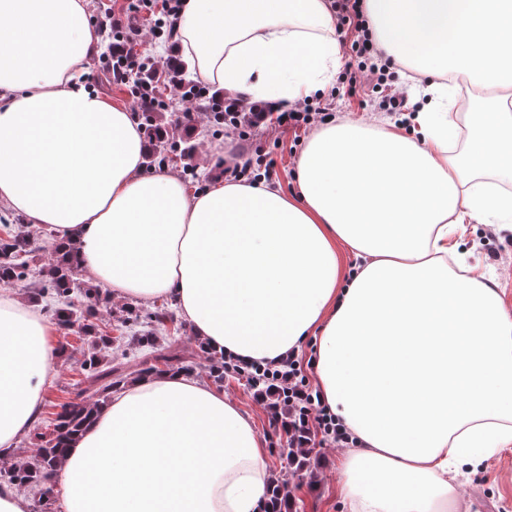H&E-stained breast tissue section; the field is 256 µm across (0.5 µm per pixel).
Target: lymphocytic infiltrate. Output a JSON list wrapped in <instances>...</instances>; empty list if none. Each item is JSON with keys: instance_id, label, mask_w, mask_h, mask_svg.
Segmentation results:
<instances>
[{"instance_id": "f902f5d3", "label": "lymphocytic infiltrate", "mask_w": 512, "mask_h": 512, "mask_svg": "<svg viewBox=\"0 0 512 512\" xmlns=\"http://www.w3.org/2000/svg\"><path fill=\"white\" fill-rule=\"evenodd\" d=\"M183 8L184 0H129L128 3L130 12L153 16L150 33L158 41H169L177 36ZM330 9L337 32L350 38L349 62L340 75L345 96L363 102L377 101L380 110L393 114L410 111V90L394 88L395 64L385 58L373 40L363 0H331ZM111 30L115 45L107 59L108 73L113 81L128 87L135 106L155 104L159 96L149 74L156 69L158 61L152 55L130 50L132 44L138 43L141 30L126 31L117 23ZM181 97L188 102L208 100L210 112L223 113L225 130L244 141L249 140L251 131L264 124H275L298 136L335 116V107L329 99L306 100L275 113L266 105H247L237 98L213 96L202 81L196 82L194 91H182ZM305 365L304 355L293 350L275 363L228 356L224 359V375L246 380L251 388L266 390L273 397V404L267 407L269 426L285 434L288 447H350L349 434L311 385Z\"/></svg>"}]
</instances>
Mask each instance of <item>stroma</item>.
Masks as SVG:
<instances>
[{
	"label": "stroma",
	"mask_w": 512,
	"mask_h": 512,
	"mask_svg": "<svg viewBox=\"0 0 512 512\" xmlns=\"http://www.w3.org/2000/svg\"><path fill=\"white\" fill-rule=\"evenodd\" d=\"M255 145L276 162L274 178L284 191L295 190L292 172L300 151L290 133H280L274 128H260L252 132ZM195 150L189 159L201 177L194 190L224 175L236 151L235 135L219 132L195 136ZM465 248L472 264L478 265L487 278L493 279L504 292V299L512 307V226L507 224H470L465 237ZM496 251V258H489V251ZM69 354L60 355L56 362L57 377L48 387L41 414L36 422L41 432L51 433L53 413L59 399L71 396L79 376L76 362L82 357L85 340L78 335H67ZM227 397L240 403L251 415L260 436L268 449V469L272 477L286 480L293 495L296 512H342L336 502L339 475L336 469L337 449L316 448L311 452V479L299 480L294 476L288 460L279 454L281 437L270 429L266 409L258 402L244 381L226 379L223 387ZM458 487L457 512H512V447L506 448L491 459L485 469L461 475Z\"/></svg>",
	"instance_id": "stroma-1"
}]
</instances>
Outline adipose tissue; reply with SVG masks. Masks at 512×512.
Returning a JSON list of instances; mask_svg holds the SVG:
<instances>
[{"label": "adipose tissue", "instance_id": "ef3b65f1", "mask_svg": "<svg viewBox=\"0 0 512 512\" xmlns=\"http://www.w3.org/2000/svg\"><path fill=\"white\" fill-rule=\"evenodd\" d=\"M385 55L431 95L403 125L318 129L298 191L144 174L132 112L74 73L100 42L88 0H0V204L79 245L111 296L172 298L209 348L269 362L314 344L315 384L358 445L336 459L348 512H448L462 467L512 445V308L460 264L472 222L512 220V0H365ZM180 53L228 97L312 98L341 65L327 0H187ZM487 90L470 147L443 78ZM356 262L345 272L343 256ZM54 326L0 293V456L31 428ZM61 512H262L268 450L193 373L113 393L54 470Z\"/></svg>", "mask_w": 512, "mask_h": 512}]
</instances>
